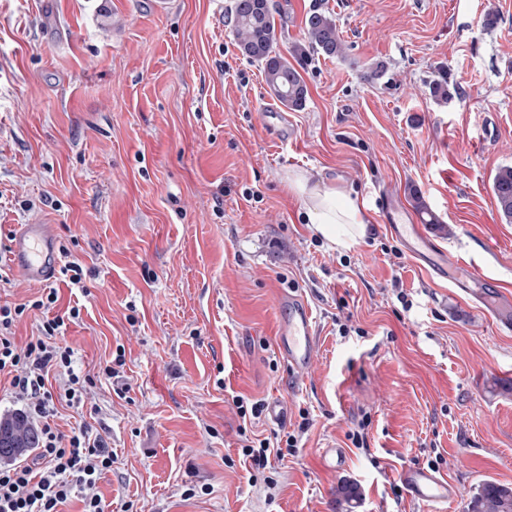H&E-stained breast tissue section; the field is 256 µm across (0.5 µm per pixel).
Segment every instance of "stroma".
I'll return each mask as SVG.
<instances>
[{"label":"stroma","mask_w":512,"mask_h":512,"mask_svg":"<svg viewBox=\"0 0 512 512\" xmlns=\"http://www.w3.org/2000/svg\"><path fill=\"white\" fill-rule=\"evenodd\" d=\"M231 4L0 0V257L16 225L54 224L85 273L79 288L52 281L57 312L81 309L64 335L77 367L97 374L125 349L123 392L96 383L59 430L82 421L108 442V512H427L391 485L435 449L463 491L511 485L512 332L430 279L384 216L390 197L411 221L427 208L442 249L512 288V223L491 188L512 165V0H270L281 52L316 7L347 46L305 66L288 144L263 127L280 104L236 44ZM442 71L448 101L429 89ZM293 172L356 192L366 234L347 249L319 237ZM288 292L316 320L302 375L274 348ZM343 310L362 335H338ZM237 394L287 403L281 422L256 420L264 437L310 413L274 488L239 463ZM365 418L364 452L346 434ZM331 442L342 470L323 464ZM343 483L359 492L349 511Z\"/></svg>","instance_id":"1"}]
</instances>
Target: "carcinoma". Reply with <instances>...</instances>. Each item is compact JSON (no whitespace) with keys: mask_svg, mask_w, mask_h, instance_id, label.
Masks as SVG:
<instances>
[{"mask_svg":"<svg viewBox=\"0 0 512 512\" xmlns=\"http://www.w3.org/2000/svg\"><path fill=\"white\" fill-rule=\"evenodd\" d=\"M230 21L241 54L260 66L274 98L291 110L302 109L307 101V87L300 68L314 57L335 58L344 53L336 20L328 11L314 10L305 16V39L293 46L292 63L276 49V17L270 7L260 6V0H234ZM430 92L440 99L453 97L447 73H441L432 82ZM492 191L503 218L511 223L512 166L496 171ZM1 426L16 447L27 452L35 447V427L23 415L7 416L0 421ZM464 512H512V487L495 480L483 481L473 488Z\"/></svg>","mask_w":512,"mask_h":512,"instance_id":"obj_1","label":"carcinoma"}]
</instances>
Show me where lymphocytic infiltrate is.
<instances>
[{"instance_id": "f902f5d3", "label": "lymphocytic infiltrate", "mask_w": 512, "mask_h": 512, "mask_svg": "<svg viewBox=\"0 0 512 512\" xmlns=\"http://www.w3.org/2000/svg\"><path fill=\"white\" fill-rule=\"evenodd\" d=\"M59 300L55 288H44L33 301L0 305V374L9 379L10 394L20 411L36 424L38 452L27 463H0V512H60L71 498H79L81 512H105L100 495H88L103 471L111 469L113 456L102 436L92 434L86 425L60 432L54 420L60 406L81 403L90 375L75 366V352L61 338L69 322L79 319L81 310L73 306L63 314L43 320L38 336L25 347H18L12 329L30 310H47ZM57 377L58 388H49L50 377ZM297 433H285L272 441L245 438L241 447L247 472L264 474L267 486H274L265 471L272 459L296 456L299 435L310 426L308 410H300Z\"/></svg>"}]
</instances>
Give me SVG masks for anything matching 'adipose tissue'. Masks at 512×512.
<instances>
[{"label":"adipose tissue","mask_w":512,"mask_h":512,"mask_svg":"<svg viewBox=\"0 0 512 512\" xmlns=\"http://www.w3.org/2000/svg\"><path fill=\"white\" fill-rule=\"evenodd\" d=\"M289 188L300 197L315 231L330 244L346 248L366 232L367 207L351 192L325 183H311L301 173L288 176Z\"/></svg>","instance_id":"1"}]
</instances>
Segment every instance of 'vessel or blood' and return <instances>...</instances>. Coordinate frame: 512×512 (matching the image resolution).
I'll use <instances>...</instances> for the list:
<instances>
[{
    "mask_svg": "<svg viewBox=\"0 0 512 512\" xmlns=\"http://www.w3.org/2000/svg\"><path fill=\"white\" fill-rule=\"evenodd\" d=\"M263 125L275 139H292L293 129L284 112L266 110ZM391 234L401 238L420 267L430 278L449 282L454 297L460 302H481L493 297L492 312L497 329L512 331V293L497 283L477 278L474 271L455 252L439 248L430 225L389 224ZM13 268L32 282L52 280L59 267L54 225L39 221L18 225L10 243ZM282 311L277 329V353L296 373L308 370L316 356L318 340L312 310L304 298L288 294L281 296ZM401 483L407 497L421 505L443 504L460 496V487L445 475L422 466L406 468Z\"/></svg>",
    "mask_w": 512,
    "mask_h": 512,
    "instance_id": "1",
    "label": "vessel or blood"
}]
</instances>
